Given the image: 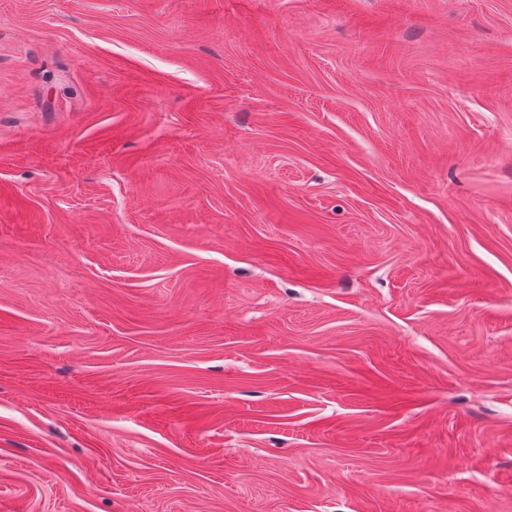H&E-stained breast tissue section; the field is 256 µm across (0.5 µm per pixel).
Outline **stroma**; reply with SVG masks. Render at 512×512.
Returning a JSON list of instances; mask_svg holds the SVG:
<instances>
[{"label":"stroma","mask_w":512,"mask_h":512,"mask_svg":"<svg viewBox=\"0 0 512 512\" xmlns=\"http://www.w3.org/2000/svg\"><path fill=\"white\" fill-rule=\"evenodd\" d=\"M512 0H0V512H512Z\"/></svg>","instance_id":"stroma-1"}]
</instances>
